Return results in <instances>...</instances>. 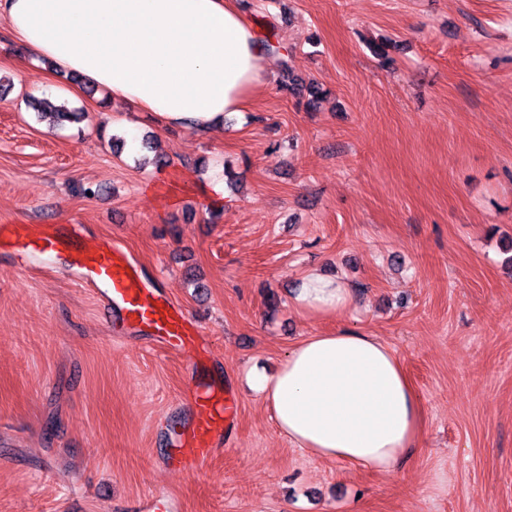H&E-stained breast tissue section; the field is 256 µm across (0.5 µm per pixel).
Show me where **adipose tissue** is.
I'll return each instance as SVG.
<instances>
[{
	"instance_id": "obj_1",
	"label": "adipose tissue",
	"mask_w": 512,
	"mask_h": 512,
	"mask_svg": "<svg viewBox=\"0 0 512 512\" xmlns=\"http://www.w3.org/2000/svg\"><path fill=\"white\" fill-rule=\"evenodd\" d=\"M0 17L33 58L199 130L242 111L265 59L235 0H0ZM352 302L350 289L317 275L292 298L312 317ZM251 383L278 432L316 458L388 473L419 445L418 397L400 357L376 337L348 330L306 337L275 374Z\"/></svg>"
}]
</instances>
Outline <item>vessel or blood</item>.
Masks as SVG:
<instances>
[{
    "label": "vessel or blood",
    "mask_w": 512,
    "mask_h": 512,
    "mask_svg": "<svg viewBox=\"0 0 512 512\" xmlns=\"http://www.w3.org/2000/svg\"><path fill=\"white\" fill-rule=\"evenodd\" d=\"M0 244L20 253L46 255L77 269L85 287L96 300L104 321L120 311L126 326L141 333L145 342L172 351L197 350L203 346L199 325L158 289L147 287L137 265L111 243L77 247L66 225H4ZM194 414L173 431L168 461L172 468L196 474L202 464L223 453L224 433L218 428L229 411L223 391L214 383L198 386L192 393ZM140 512H181L172 495L150 494Z\"/></svg>",
    "instance_id": "1"
}]
</instances>
